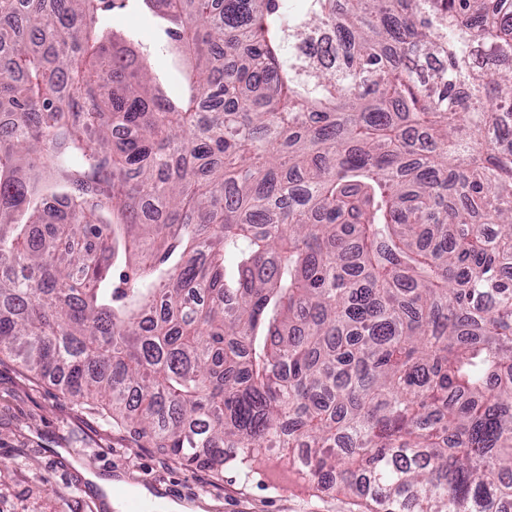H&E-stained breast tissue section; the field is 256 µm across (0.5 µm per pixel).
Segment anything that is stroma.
Returning <instances> with one entry per match:
<instances>
[{"label":"stroma","instance_id":"stroma-1","mask_svg":"<svg viewBox=\"0 0 512 512\" xmlns=\"http://www.w3.org/2000/svg\"><path fill=\"white\" fill-rule=\"evenodd\" d=\"M112 29L134 57L144 58L154 79L180 88L190 70L182 56L145 55L160 37L159 21L136 5L113 16ZM97 477L148 493L173 494L175 503L205 505L206 512H353L342 495L315 493L287 456L271 453L243 478L236 469L216 474L187 467L147 440L112 426L99 407L83 404L60 381L37 380L0 357V512H118L87 480L86 459Z\"/></svg>","mask_w":512,"mask_h":512}]
</instances>
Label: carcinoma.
I'll list each match as a JSON object with an SVG mask.
<instances>
[{
	"label": "carcinoma",
	"mask_w": 512,
	"mask_h": 512,
	"mask_svg": "<svg viewBox=\"0 0 512 512\" xmlns=\"http://www.w3.org/2000/svg\"><path fill=\"white\" fill-rule=\"evenodd\" d=\"M0 0V354L186 466L512 512V0ZM112 30L137 62L147 64L152 77L158 82L168 83L177 90L185 84V76L191 70L189 62L171 53L143 55L145 47L154 44L160 37L159 21L147 8L136 5L127 12L112 17Z\"/></svg>",
	"instance_id": "1"
}]
</instances>
